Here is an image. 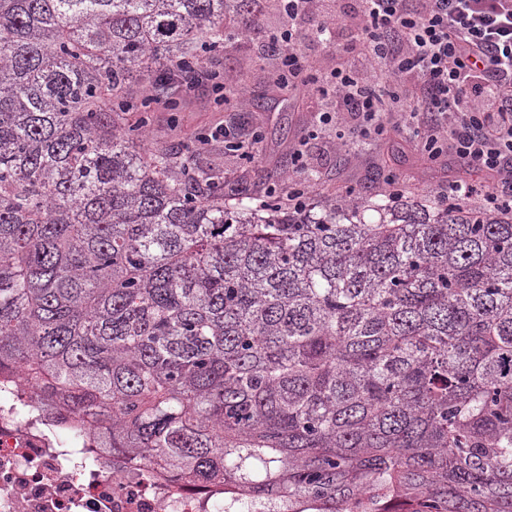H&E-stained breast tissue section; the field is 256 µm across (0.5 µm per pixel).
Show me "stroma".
<instances>
[{"mask_svg":"<svg viewBox=\"0 0 512 512\" xmlns=\"http://www.w3.org/2000/svg\"><path fill=\"white\" fill-rule=\"evenodd\" d=\"M356 0H326V12L337 15V44L328 48L303 45L306 64L318 77L330 76L339 67L348 68L357 81L381 78L377 60L368 53L352 50L353 31L359 22ZM224 70L233 84L257 89L270 82L271 60L261 58L256 43L244 46L230 44L224 50ZM340 100L335 93L307 94L295 91L287 106L272 112H256L244 104L219 106L210 89L189 92L181 100L178 116L157 110L152 118V137L174 144L193 141L196 133L229 128L240 135L260 130L262 149L255 162L245 163L224 148L217 138L197 155V162L223 171L225 178L246 177L255 198H263L268 178L277 174V163L285 152L299 149L305 154L307 167L299 172L300 180L309 184L316 202L343 201L347 196L379 197L387 186L374 180L377 167L385 165L403 180L408 197H434L438 188L463 177L480 178L479 170H467L453 156L436 163H426L410 136L402 131L388 130L381 139L364 142L351 137L347 145L336 140L335 124L321 123L322 114H336Z\"/></svg>","mask_w":512,"mask_h":512,"instance_id":"35a3bbf8","label":"stroma"}]
</instances>
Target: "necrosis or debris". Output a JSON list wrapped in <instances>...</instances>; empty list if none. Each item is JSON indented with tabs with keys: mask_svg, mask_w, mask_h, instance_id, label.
<instances>
[{
	"mask_svg": "<svg viewBox=\"0 0 512 512\" xmlns=\"http://www.w3.org/2000/svg\"><path fill=\"white\" fill-rule=\"evenodd\" d=\"M0 512H224V493L102 459L95 436L47 419L28 382L0 387Z\"/></svg>",
	"mask_w": 512,
	"mask_h": 512,
	"instance_id": "4bbe7bcc",
	"label": "necrosis or debris"
}]
</instances>
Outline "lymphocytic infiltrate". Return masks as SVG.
Masks as SVG:
<instances>
[{"label":"lymphocytic infiltrate","instance_id":"lymphocytic-infiltrate-1","mask_svg":"<svg viewBox=\"0 0 512 512\" xmlns=\"http://www.w3.org/2000/svg\"><path fill=\"white\" fill-rule=\"evenodd\" d=\"M290 24L275 33L281 67L306 68L303 42L330 43L327 23L302 30L323 0H286ZM356 41L386 72V85L363 84L340 68L332 79L345 112L380 126L387 87L412 83L400 118L414 125L430 159L450 152L496 176L439 189L438 199L494 210L512 207V0H360Z\"/></svg>","mask_w":512,"mask_h":512}]
</instances>
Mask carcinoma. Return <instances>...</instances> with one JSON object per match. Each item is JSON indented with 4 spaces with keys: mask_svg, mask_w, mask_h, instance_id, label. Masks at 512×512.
I'll use <instances>...</instances> for the list:
<instances>
[{
    "mask_svg": "<svg viewBox=\"0 0 512 512\" xmlns=\"http://www.w3.org/2000/svg\"><path fill=\"white\" fill-rule=\"evenodd\" d=\"M252 2L0 0V373L224 512H512V212L251 205L141 147Z\"/></svg>",
    "mask_w": 512,
    "mask_h": 512,
    "instance_id": "carcinoma-1",
    "label": "carcinoma"
}]
</instances>
